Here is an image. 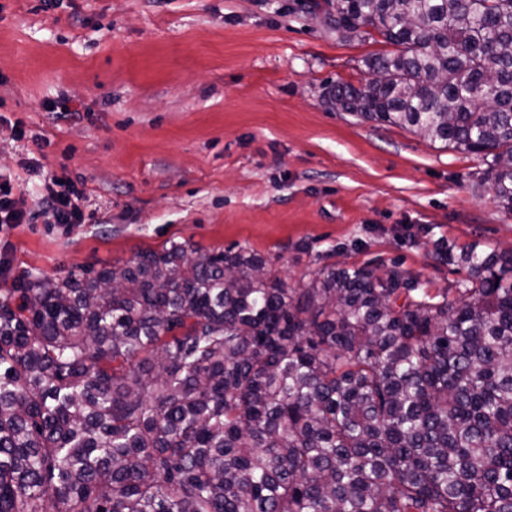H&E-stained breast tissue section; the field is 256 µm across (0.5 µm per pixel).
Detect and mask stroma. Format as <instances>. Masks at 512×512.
Instances as JSON below:
<instances>
[{
	"instance_id": "obj_1",
	"label": "stroma",
	"mask_w": 512,
	"mask_h": 512,
	"mask_svg": "<svg viewBox=\"0 0 512 512\" xmlns=\"http://www.w3.org/2000/svg\"><path fill=\"white\" fill-rule=\"evenodd\" d=\"M301 4L0 0V172L30 213L5 236L0 289L171 239L248 247L294 288L325 265L396 261L437 292L466 275L438 243L512 250L479 156L330 106L328 86L363 84L378 46ZM63 98L68 116L47 109ZM61 173L84 193L71 228L39 211Z\"/></svg>"
}]
</instances>
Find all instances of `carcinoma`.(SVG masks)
<instances>
[{"label":"carcinoma","instance_id":"cac0c4a2","mask_svg":"<svg viewBox=\"0 0 512 512\" xmlns=\"http://www.w3.org/2000/svg\"><path fill=\"white\" fill-rule=\"evenodd\" d=\"M386 45L338 111L486 165L512 214V0H308ZM290 288L170 240L0 289V512H512V251L442 245Z\"/></svg>","mask_w":512,"mask_h":512}]
</instances>
